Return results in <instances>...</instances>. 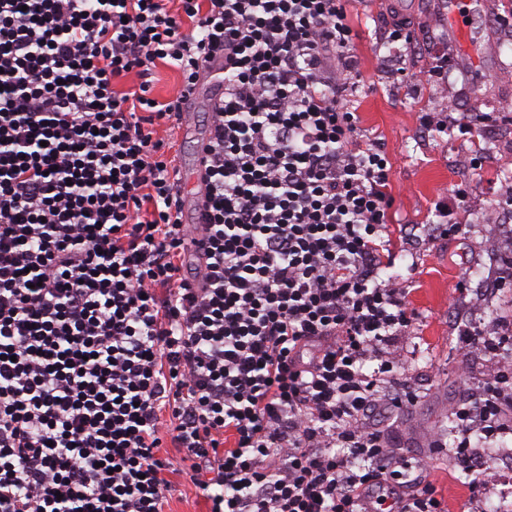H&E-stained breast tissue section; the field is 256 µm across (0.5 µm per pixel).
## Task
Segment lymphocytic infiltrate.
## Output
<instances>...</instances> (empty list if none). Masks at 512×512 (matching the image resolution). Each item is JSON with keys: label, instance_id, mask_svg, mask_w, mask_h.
<instances>
[{"label": "lymphocytic infiltrate", "instance_id": "lymphocytic-infiltrate-1", "mask_svg": "<svg viewBox=\"0 0 512 512\" xmlns=\"http://www.w3.org/2000/svg\"><path fill=\"white\" fill-rule=\"evenodd\" d=\"M216 57L188 226L157 128ZM352 73L344 0H0V512H165L167 438L209 512H448L374 425L414 313ZM511 345L458 327L502 362L458 460L512 429ZM180 87L179 74L169 67L157 69L153 95L161 100L168 99L177 94Z\"/></svg>", "mask_w": 512, "mask_h": 512}]
</instances>
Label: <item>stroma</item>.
Wrapping results in <instances>:
<instances>
[{"label":"stroma","instance_id":"stroma-1","mask_svg":"<svg viewBox=\"0 0 512 512\" xmlns=\"http://www.w3.org/2000/svg\"><path fill=\"white\" fill-rule=\"evenodd\" d=\"M346 9L360 75L348 88V99L366 136L389 154L394 223L414 227L417 234L415 243L398 254L388 271L410 288L408 301L417 316L414 335L398 341L396 368L417 401L391 410L380 429L412 464L427 467L428 478L442 493L449 512H459L472 497L471 481L484 482L497 475L491 467L471 476L463 474L443 447V424L459 405L472 399L474 388L494 369L483 354L466 359L458 355V304L475 302L468 320L476 324L512 316V292L482 298V283L471 275L478 267L487 275L496 269L485 230L500 220L512 225V213L499 204L512 192V147L494 156L482 153L475 146L484 137L482 129L463 135L452 126L439 134L422 126L421 115L446 109L484 113L492 122L512 118V54L502 50L512 39V12L476 16L463 40L449 41L456 73L442 86L429 80L432 56L420 44L402 55L405 80L389 77L378 51L380 29L394 23L385 0H349ZM460 189L465 190L467 202L453 218L466 225V234L449 239L435 235L436 202ZM418 344L430 353L427 363L414 355Z\"/></svg>","mask_w":512,"mask_h":512}]
</instances>
